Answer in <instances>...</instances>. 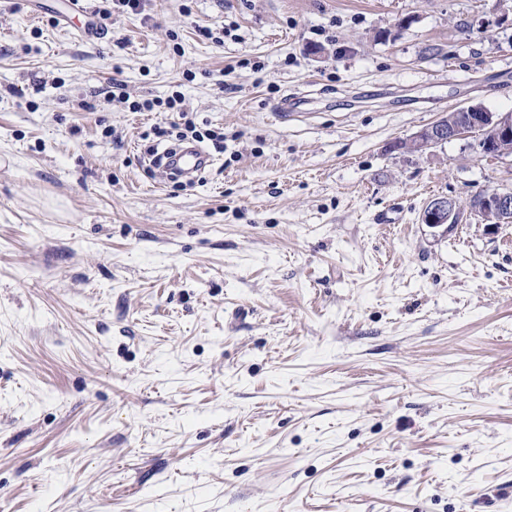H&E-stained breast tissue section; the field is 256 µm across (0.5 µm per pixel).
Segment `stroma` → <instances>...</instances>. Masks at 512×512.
<instances>
[{
    "mask_svg": "<svg viewBox=\"0 0 512 512\" xmlns=\"http://www.w3.org/2000/svg\"><path fill=\"white\" fill-rule=\"evenodd\" d=\"M64 2L0 0V512H512V224L420 222L512 157L394 148L512 113V0ZM165 105V108L168 112H181L182 117H186L185 112H187L183 108V100L182 96L178 93L172 94L170 97L166 99V101H154V100H133L128 103L129 110H132L133 112H142L143 111H152L155 106H162ZM161 157L167 159L166 168L187 173L201 174L213 164L211 156L198 146L170 148Z\"/></svg>",
    "mask_w": 512,
    "mask_h": 512,
    "instance_id": "stroma-1",
    "label": "stroma"
}]
</instances>
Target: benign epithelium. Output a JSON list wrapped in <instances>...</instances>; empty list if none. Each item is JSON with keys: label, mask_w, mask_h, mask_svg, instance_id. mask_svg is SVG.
<instances>
[{"label": "benign epithelium", "mask_w": 512, "mask_h": 512, "mask_svg": "<svg viewBox=\"0 0 512 512\" xmlns=\"http://www.w3.org/2000/svg\"><path fill=\"white\" fill-rule=\"evenodd\" d=\"M460 111L464 118L450 119L443 115L394 148L425 152L452 141L474 139L484 156H512L511 112H487L474 105L462 107ZM468 217L492 225L512 224V190L482 191L471 196L466 204L453 198L435 197L423 209L421 222L448 233Z\"/></svg>", "instance_id": "7a95c632"}]
</instances>
